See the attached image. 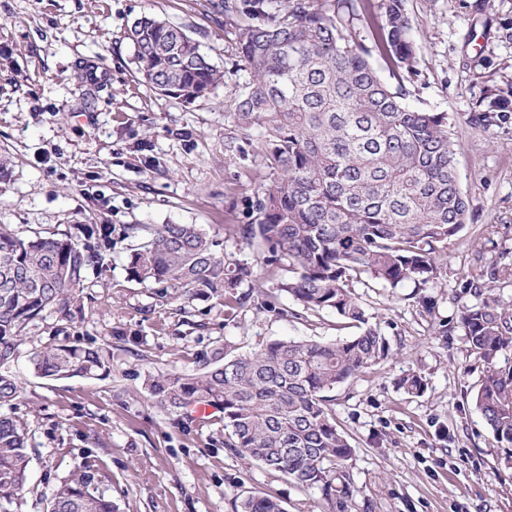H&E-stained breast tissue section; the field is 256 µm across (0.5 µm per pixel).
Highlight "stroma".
I'll return each instance as SVG.
<instances>
[{
	"label": "stroma",
	"mask_w": 512,
	"mask_h": 512,
	"mask_svg": "<svg viewBox=\"0 0 512 512\" xmlns=\"http://www.w3.org/2000/svg\"><path fill=\"white\" fill-rule=\"evenodd\" d=\"M404 6L417 45L404 80L409 102L455 123L469 214L439 279L360 288L368 324L391 354L336 387L328 407L353 448L352 512H512V446L475 406L486 365L456 327L477 302L465 281L512 268V0ZM144 14L200 42L223 84L187 103L142 83L126 33ZM231 38L211 0H0V153L9 158L0 225L26 235L112 230L102 267L68 316L35 321L19 347L23 391L11 412L36 450L24 512H44L45 495L86 464L116 512H236L260 493L285 512H326L319 491L226 448L220 417L203 424L167 412L146 387L161 373L199 372L218 346L247 355L273 340L358 332L335 312L282 297L273 275L261 289L241 286L247 299L228 319L221 298L162 301L130 274L131 224H196L230 258L260 265L256 249L227 231L249 222V201L271 176L260 152L224 149L243 81ZM494 98L507 101L505 118L487 131L471 127V113ZM89 339L107 374L53 380L30 370L31 350ZM413 372L423 393L399 386Z\"/></svg>",
	"instance_id": "stroma-1"
}]
</instances>
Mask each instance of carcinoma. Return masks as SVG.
Returning a JSON list of instances; mask_svg holds the SVG:
<instances>
[{
	"label": "carcinoma",
	"instance_id": "cac0c4a2",
	"mask_svg": "<svg viewBox=\"0 0 512 512\" xmlns=\"http://www.w3.org/2000/svg\"><path fill=\"white\" fill-rule=\"evenodd\" d=\"M235 20L234 49L245 72L225 150L254 145L272 178L260 184L249 224L232 232L262 251L269 271H284L282 291L304 310H331L362 331L334 342L273 340L249 355L212 350L202 371L147 380L153 402L171 413L209 404L224 419V446L297 485L317 489L329 512H351L358 490L327 393L388 357L384 336L367 326L355 288L374 281L397 287L436 278L448 239L465 226L469 202L458 181L455 124L446 112L410 106L401 82L416 60L404 0H218ZM368 31L369 43L356 41ZM132 41L145 83L186 102L208 96L224 78L182 28L152 15L133 23ZM384 60L385 78L371 58ZM474 112L489 130L503 114ZM111 230L83 224L73 234L27 237L0 226V406L22 392L12 366L30 325L65 314L103 261ZM132 275L165 300L224 298L234 314L253 271L224 253L196 224H134ZM484 275L466 281L482 303L461 312L470 350L487 364L475 404L500 443L512 445V303L491 293ZM44 378H93L107 371L102 349L52 344L29 358ZM400 387L424 391L409 373ZM26 423L0 413V512H22L31 462ZM241 512H284L269 495H251ZM46 512H116L85 466L52 490Z\"/></svg>",
	"mask_w": 512,
	"mask_h": 512
}]
</instances>
